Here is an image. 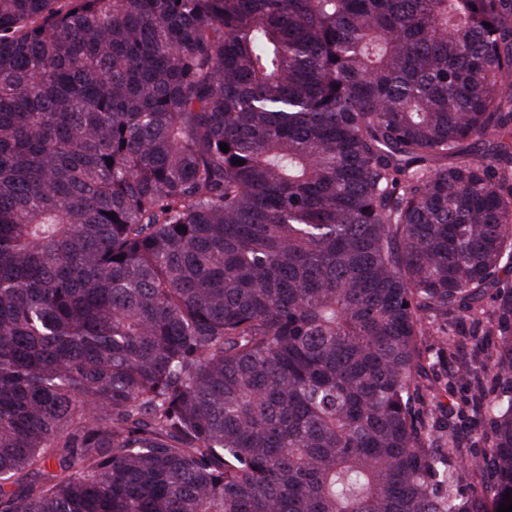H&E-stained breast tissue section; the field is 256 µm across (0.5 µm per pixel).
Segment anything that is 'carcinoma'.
Masks as SVG:
<instances>
[{
  "label": "carcinoma",
  "mask_w": 512,
  "mask_h": 512,
  "mask_svg": "<svg viewBox=\"0 0 512 512\" xmlns=\"http://www.w3.org/2000/svg\"><path fill=\"white\" fill-rule=\"evenodd\" d=\"M508 492L512 0H0V512ZM422 398L425 408L433 419L427 427V434L435 444L443 446L448 440V432L462 442L463 445L478 450L482 446V418L479 414L466 412L456 414L457 404L467 396L469 389L457 385L452 392H446L444 387L428 379H422ZM453 412L448 431V413Z\"/></svg>",
  "instance_id": "obj_1"
}]
</instances>
